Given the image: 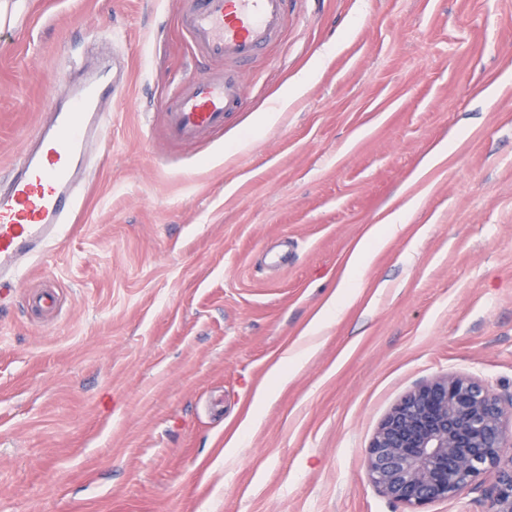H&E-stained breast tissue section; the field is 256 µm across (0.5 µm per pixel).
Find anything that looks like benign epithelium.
<instances>
[{"label": "benign epithelium", "mask_w": 512, "mask_h": 512, "mask_svg": "<svg viewBox=\"0 0 512 512\" xmlns=\"http://www.w3.org/2000/svg\"><path fill=\"white\" fill-rule=\"evenodd\" d=\"M365 476L402 512L461 498L485 484L483 512H512V395L465 373L436 377L385 415Z\"/></svg>", "instance_id": "7a95c632"}]
</instances>
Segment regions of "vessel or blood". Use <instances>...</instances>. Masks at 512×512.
Segmentation results:
<instances>
[{"instance_id":"b4317fda","label":"vessel or blood","mask_w":512,"mask_h":512,"mask_svg":"<svg viewBox=\"0 0 512 512\" xmlns=\"http://www.w3.org/2000/svg\"><path fill=\"white\" fill-rule=\"evenodd\" d=\"M181 27L203 56L224 62L223 74L187 82L165 117L178 140L223 130L237 111L243 71L277 41L288 21V0H178ZM121 73L102 67L71 80L52 106L51 120L15 162L8 191H0V288L35 264L76 221L92 144L101 142L104 103L120 94Z\"/></svg>"}]
</instances>
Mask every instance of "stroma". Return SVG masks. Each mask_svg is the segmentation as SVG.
Segmentation results:
<instances>
[{
  "mask_svg": "<svg viewBox=\"0 0 512 512\" xmlns=\"http://www.w3.org/2000/svg\"><path fill=\"white\" fill-rule=\"evenodd\" d=\"M173 2L21 0L0 29V174L69 59L126 69L75 226L0 298V512H396L363 467L390 407L448 372L512 392V0H289L200 143L165 112L224 65ZM373 236H374V231L372 230L370 235L368 236L367 240L360 243L356 247V249L352 255L351 263H350L353 274L351 277H349L348 280H344L338 286L336 292L333 294V296L331 298L330 303L327 306L328 310H333V309H335V307L337 308L338 304L343 303L346 300H349L353 296L355 290L353 289L354 281H352V280L355 279L356 272L362 268L366 258L369 255L370 244H371V242H369V241L372 239Z\"/></svg>",
  "mask_w": 512,
  "mask_h": 512,
  "instance_id": "stroma-1",
  "label": "stroma"
}]
</instances>
